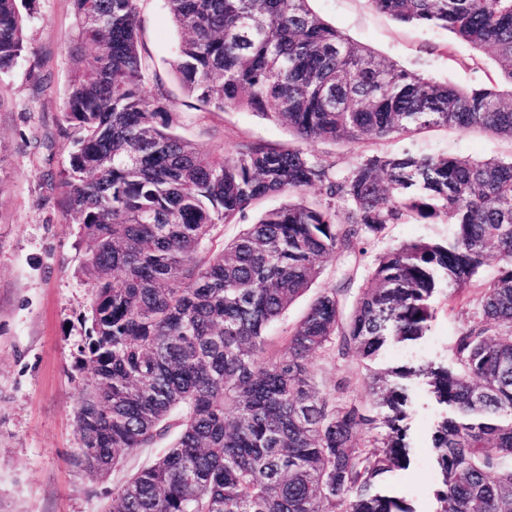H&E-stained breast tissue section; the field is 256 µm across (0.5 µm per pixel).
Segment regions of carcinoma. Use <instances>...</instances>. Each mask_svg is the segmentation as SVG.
Returning <instances> with one entry per match:
<instances>
[{"label":"carcinoma","instance_id":"carcinoma-1","mask_svg":"<svg viewBox=\"0 0 512 512\" xmlns=\"http://www.w3.org/2000/svg\"><path fill=\"white\" fill-rule=\"evenodd\" d=\"M28 2L0 0V72L27 52ZM70 2L59 135L71 149L46 177L89 241L79 463L105 477L175 433L113 492L112 512H416L389 490L411 463L416 383L440 411L436 512H512V159L376 153L333 177L309 151L433 126L512 139V0H371L489 54L497 68L472 88L354 43L309 0H166L181 34L173 69L196 109L247 108L297 141H244L231 158L177 135L173 101L146 91L140 0ZM313 187L320 198L305 200ZM286 194L296 201L214 246L218 225ZM409 223L454 230L378 254L347 311L354 274L344 272L275 345L271 328L323 264ZM492 251L496 275L450 362L375 373L349 401L317 388L313 354L334 349L369 366L394 344L420 342L441 290L463 300ZM374 430L367 452L360 437Z\"/></svg>","mask_w":512,"mask_h":512}]
</instances>
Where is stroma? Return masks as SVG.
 Returning a JSON list of instances; mask_svg holds the SVG:
<instances>
[{
    "instance_id": "35a3bbf8",
    "label": "stroma",
    "mask_w": 512,
    "mask_h": 512,
    "mask_svg": "<svg viewBox=\"0 0 512 512\" xmlns=\"http://www.w3.org/2000/svg\"><path fill=\"white\" fill-rule=\"evenodd\" d=\"M311 9L355 43L438 82L470 88L483 84L495 68L487 56L447 31L396 21L370 0H311ZM28 24L30 50L0 73V512H103L112 493L130 475L150 465L170 446L169 439L126 455L103 480L77 464L81 442L74 411L79 386L88 379L76 357L85 340L83 318L89 291L77 275L87 243L79 227L65 223L60 195L44 187L48 171H60L69 146L57 135L69 73L70 0H36ZM142 40L150 56L145 88L157 86L177 100L179 134L205 150L233 156L244 140L293 145L288 129L243 109L201 112L186 98L172 69L180 35L166 0H142ZM410 150L481 160L512 155V142L480 131L433 127L408 139L356 146L318 142L310 151L334 161L336 174L363 157ZM449 224H390L365 242L364 255L339 256L327 263L319 287L334 284L344 269L363 286L375 256L418 238H448ZM471 302L455 309L440 305L429 336L412 348L395 347L376 361L379 369L446 357L459 333L475 318ZM309 366L320 389L347 379L352 394H363L366 370L354 358L337 360L319 352ZM438 420L432 405L420 402L412 416L416 448L410 467L391 485L417 512H435L436 467L429 446Z\"/></svg>"
}]
</instances>
